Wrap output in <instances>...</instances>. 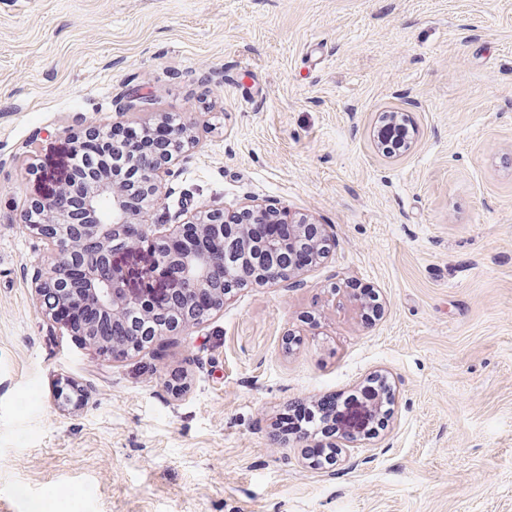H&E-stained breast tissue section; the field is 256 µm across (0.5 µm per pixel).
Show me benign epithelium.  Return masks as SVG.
Here are the masks:
<instances>
[{"mask_svg": "<svg viewBox=\"0 0 512 512\" xmlns=\"http://www.w3.org/2000/svg\"><path fill=\"white\" fill-rule=\"evenodd\" d=\"M183 147L194 144V135L184 125L168 127L157 142L162 152L168 142ZM169 156L139 171L132 191L117 184L110 165L102 163L92 172L93 183L77 186L53 175L49 191L33 201L36 218L29 229L48 242L54 262L35 282V292L45 314L74 336L92 343L103 354H113L112 336L123 334L125 314L134 310L149 321L163 322L161 309L183 308L188 320L209 307L224 304V265L236 261L248 281L290 279L296 271L281 264L277 271L270 262H254L253 256L265 247L276 248L278 237L260 239L249 233L246 224L224 223V209L212 207L190 213L183 209L161 224H147L143 209L130 210L129 193L151 201L157 183L170 174ZM109 201L108 211L101 204ZM250 213L275 224L284 219L274 204L259 205ZM288 243L306 241L318 252L319 238L325 236L321 224L297 221L290 224ZM147 244L149 263L140 267L130 260L133 249ZM378 403L359 410L347 427L361 430Z\"/></svg>", "mask_w": 512, "mask_h": 512, "instance_id": "obj_1", "label": "benign epithelium"}]
</instances>
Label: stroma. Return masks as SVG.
<instances>
[{
  "label": "stroma",
  "mask_w": 512,
  "mask_h": 512,
  "mask_svg": "<svg viewBox=\"0 0 512 512\" xmlns=\"http://www.w3.org/2000/svg\"><path fill=\"white\" fill-rule=\"evenodd\" d=\"M170 113L155 212L270 200L331 247L107 357L42 314L22 216L86 128ZM378 373L336 464L271 444ZM0 512H512V0H0ZM165 134L163 137L157 142L155 149L157 150V154L164 151V147L169 141L176 142L183 146V149L189 147L194 144V135L192 134V130L189 127L184 125L178 127H168L165 129Z\"/></svg>",
  "instance_id": "35a3bbf8"
}]
</instances>
